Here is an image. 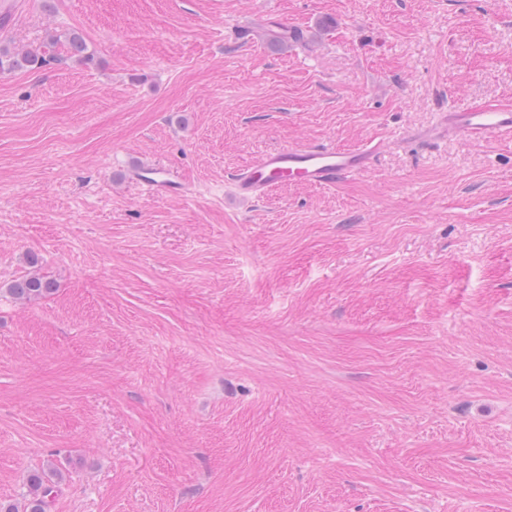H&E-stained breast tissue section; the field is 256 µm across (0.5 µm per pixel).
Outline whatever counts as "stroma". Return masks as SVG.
I'll return each instance as SVG.
<instances>
[{
    "label": "stroma",
    "instance_id": "1",
    "mask_svg": "<svg viewBox=\"0 0 512 512\" xmlns=\"http://www.w3.org/2000/svg\"><path fill=\"white\" fill-rule=\"evenodd\" d=\"M0 43L46 58L0 74V500L51 466V512H512V139L419 137L512 106V0H17ZM376 150L371 144L347 149L315 145L271 150L234 175V190L241 198L261 199L274 187L292 181L332 185L368 169ZM136 179L145 191L152 194L162 195L174 187L169 174L159 172L157 169L139 171ZM54 289L53 281L39 274H32L11 284L8 291L19 300L31 301L51 294Z\"/></svg>",
    "mask_w": 512,
    "mask_h": 512
}]
</instances>
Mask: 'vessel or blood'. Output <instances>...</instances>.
I'll return each instance as SVG.
<instances>
[{
    "label": "vessel or blood",
    "instance_id": "obj_1",
    "mask_svg": "<svg viewBox=\"0 0 512 512\" xmlns=\"http://www.w3.org/2000/svg\"><path fill=\"white\" fill-rule=\"evenodd\" d=\"M434 134L458 133L478 140L512 136V106L476 108L442 113ZM376 151L368 144L341 149L329 145L286 147L265 152L233 178L236 194L244 199H260L274 187L299 181L328 186L365 171ZM142 188L162 195L173 187L168 174L145 169L137 174Z\"/></svg>",
    "mask_w": 512,
    "mask_h": 512
}]
</instances>
